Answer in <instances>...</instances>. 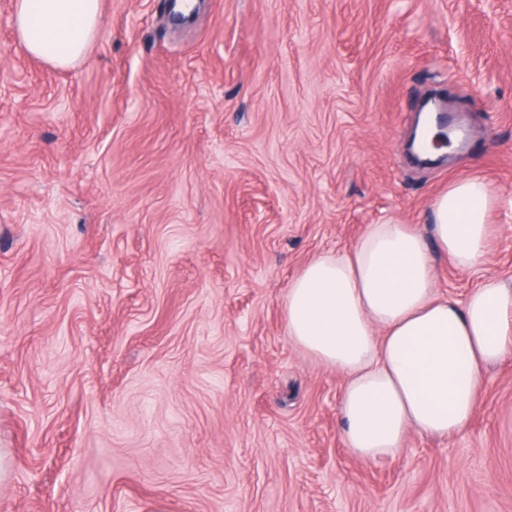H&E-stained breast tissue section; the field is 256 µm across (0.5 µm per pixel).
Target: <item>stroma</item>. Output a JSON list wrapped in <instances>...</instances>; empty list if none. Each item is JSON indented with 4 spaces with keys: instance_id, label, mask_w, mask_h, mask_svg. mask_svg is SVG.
<instances>
[{
    "instance_id": "35a3bbf8",
    "label": "stroma",
    "mask_w": 512,
    "mask_h": 512,
    "mask_svg": "<svg viewBox=\"0 0 512 512\" xmlns=\"http://www.w3.org/2000/svg\"><path fill=\"white\" fill-rule=\"evenodd\" d=\"M100 0L74 66L0 26V512H512V354L469 426L367 463L288 337L312 259L493 189L512 285V0ZM440 100L461 146L407 144Z\"/></svg>"
}]
</instances>
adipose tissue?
Listing matches in <instances>:
<instances>
[{"instance_id": "obj_1", "label": "adipose tissue", "mask_w": 512, "mask_h": 512, "mask_svg": "<svg viewBox=\"0 0 512 512\" xmlns=\"http://www.w3.org/2000/svg\"><path fill=\"white\" fill-rule=\"evenodd\" d=\"M15 9L20 45L58 68L98 34L99 0H15ZM495 203L484 180H457L436 196L430 234L369 225L350 251L311 260L290 282L288 336L342 374L343 438L363 461L395 457L412 430L462 432L486 369L512 352V288L488 276L459 303L436 285V256L462 271L484 264Z\"/></svg>"}]
</instances>
